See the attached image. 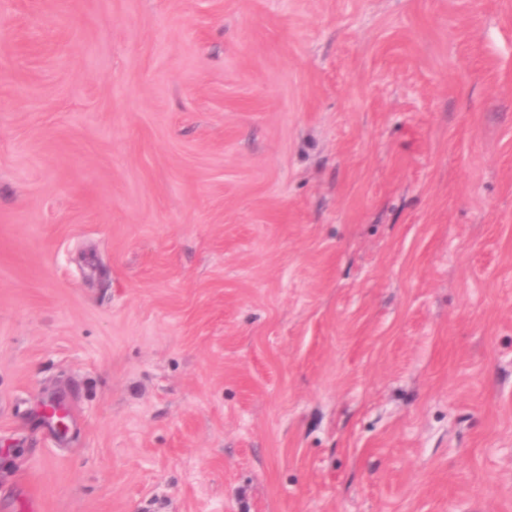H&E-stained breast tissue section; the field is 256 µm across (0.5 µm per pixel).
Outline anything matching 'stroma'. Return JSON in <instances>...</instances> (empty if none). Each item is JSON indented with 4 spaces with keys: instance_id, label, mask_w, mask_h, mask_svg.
I'll use <instances>...</instances> for the list:
<instances>
[{
    "instance_id": "1",
    "label": "stroma",
    "mask_w": 512,
    "mask_h": 512,
    "mask_svg": "<svg viewBox=\"0 0 512 512\" xmlns=\"http://www.w3.org/2000/svg\"><path fill=\"white\" fill-rule=\"evenodd\" d=\"M29 496L512 512V0H0Z\"/></svg>"
}]
</instances>
